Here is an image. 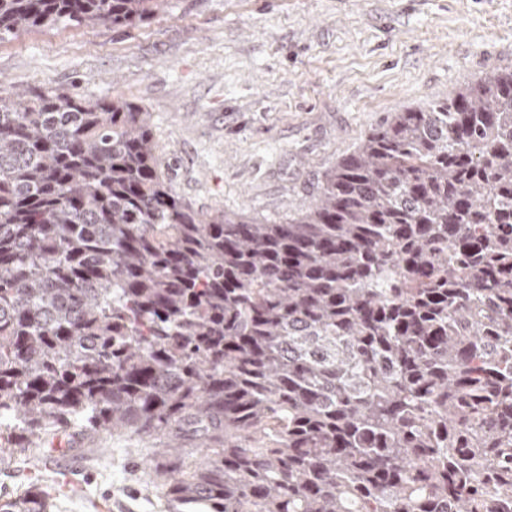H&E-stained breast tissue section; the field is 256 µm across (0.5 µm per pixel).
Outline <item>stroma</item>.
I'll use <instances>...</instances> for the list:
<instances>
[{"label":"stroma","mask_w":512,"mask_h":512,"mask_svg":"<svg viewBox=\"0 0 512 512\" xmlns=\"http://www.w3.org/2000/svg\"><path fill=\"white\" fill-rule=\"evenodd\" d=\"M512 69V0H166L131 26L0 41V94L120 95L195 212L286 222L391 113ZM148 443L98 434L41 475L52 512H167Z\"/></svg>","instance_id":"obj_1"}]
</instances>
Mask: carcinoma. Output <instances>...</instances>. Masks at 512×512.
Here are the masks:
<instances>
[{"mask_svg":"<svg viewBox=\"0 0 512 512\" xmlns=\"http://www.w3.org/2000/svg\"><path fill=\"white\" fill-rule=\"evenodd\" d=\"M164 3L0 0V41ZM75 422L150 443L175 512H512V72L391 113L283 224L200 217L122 98L1 96L0 461Z\"/></svg>","mask_w":512,"mask_h":512,"instance_id":"carcinoma-1","label":"carcinoma"}]
</instances>
